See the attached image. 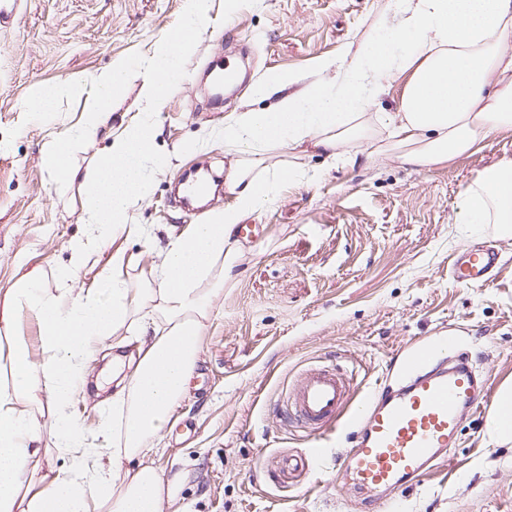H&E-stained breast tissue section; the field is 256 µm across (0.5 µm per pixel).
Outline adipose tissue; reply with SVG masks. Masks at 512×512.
<instances>
[{
    "instance_id": "ef3b65f1",
    "label": "adipose tissue",
    "mask_w": 512,
    "mask_h": 512,
    "mask_svg": "<svg viewBox=\"0 0 512 512\" xmlns=\"http://www.w3.org/2000/svg\"><path fill=\"white\" fill-rule=\"evenodd\" d=\"M364 34L306 74H273L252 89L271 99L224 123L233 158L234 202L174 238L139 288L123 278L114 253L97 288L77 285L81 269L118 237L138 232L129 221L152 174L165 171L148 115L111 138L87 181L90 231L69 241V263L44 288L43 267L25 268L0 297V512H164L171 493L148 462L199 360L204 330L225 286L246 258L236 239L246 218L274 205L283 184L314 179L306 146L333 165L396 155L416 167L443 165L477 152L493 134L512 132V0H391ZM402 85L396 111L377 112L386 85ZM463 236L492 230L512 238V158L485 168L460 192ZM31 318L37 336L23 335ZM141 341L118 377L112 415L90 443L70 413L92 363L118 334ZM53 408L51 436L38 413ZM71 456L70 467L41 484L26 475L44 439Z\"/></svg>"
}]
</instances>
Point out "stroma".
I'll return each mask as SVG.
<instances>
[{
	"label": "stroma",
	"instance_id": "stroma-1",
	"mask_svg": "<svg viewBox=\"0 0 512 512\" xmlns=\"http://www.w3.org/2000/svg\"><path fill=\"white\" fill-rule=\"evenodd\" d=\"M184 0H22L17 18L0 27V294L18 276V259L46 269L69 262L68 242L87 231L86 173L110 134L141 113L140 82L130 79L96 141L75 155V178L58 188L42 163L51 138L77 127L83 99L47 123H24L34 86L90 77L111 61L150 56L183 12ZM388 0H211L210 21L187 63V75L161 103L155 127L167 162L130 208L145 235L108 244L81 270L82 288L97 287L113 252L122 274L140 284L170 240L232 204L229 190L203 212L172 204L175 180L200 163L230 170L224 120L252 97L254 79L305 73L364 35ZM249 54V78L232 97L216 99L204 78L220 56ZM6 141V140H5ZM512 158V134H496L480 151L415 170L391 157L332 168L307 157L319 178L284 186L275 206L250 216L259 235L225 288L204 332L197 368L174 420L148 458L171 485L165 512H512V444L491 442L486 418L465 415L456 448L420 482L397 495H365L336 471L335 456L284 481L279 462L313 441L276 415L297 374L321 365L354 374L359 392L381 380L399 350L416 340L448 337L488 374L492 389L512 383V239L462 236V187L488 166ZM494 246L499 266L489 282H456V256ZM105 349L73 416L94 435L112 408Z\"/></svg>",
	"mask_w": 512,
	"mask_h": 512
}]
</instances>
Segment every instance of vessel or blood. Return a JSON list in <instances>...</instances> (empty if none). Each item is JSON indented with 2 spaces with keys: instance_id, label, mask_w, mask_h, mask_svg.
Here are the masks:
<instances>
[{
  "instance_id": "obj_1",
  "label": "vessel or blood",
  "mask_w": 512,
  "mask_h": 512,
  "mask_svg": "<svg viewBox=\"0 0 512 512\" xmlns=\"http://www.w3.org/2000/svg\"><path fill=\"white\" fill-rule=\"evenodd\" d=\"M497 264V251L485 247L457 259L451 274L460 283L480 285ZM350 398L343 374L309 367L281 412L311 435L332 427L354 432L339 466L358 486L376 492L419 481L440 450L456 446L463 413L482 414L493 405L489 380H477L467 355L441 361L430 343L402 349L359 409L348 410Z\"/></svg>"
}]
</instances>
